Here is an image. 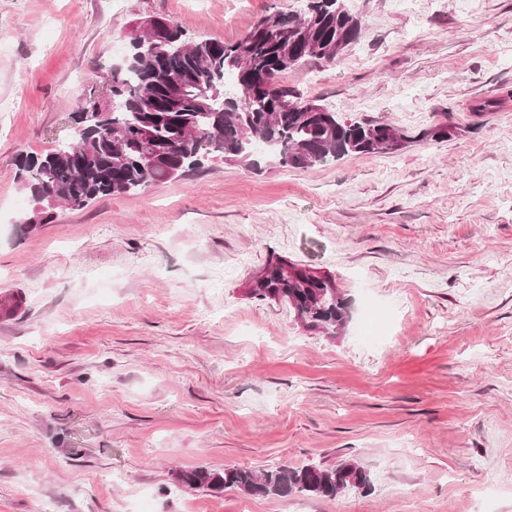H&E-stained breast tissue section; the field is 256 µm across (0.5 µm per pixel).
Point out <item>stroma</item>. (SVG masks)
Returning a JSON list of instances; mask_svg holds the SVG:
<instances>
[{
    "mask_svg": "<svg viewBox=\"0 0 512 512\" xmlns=\"http://www.w3.org/2000/svg\"><path fill=\"white\" fill-rule=\"evenodd\" d=\"M356 6L360 42L281 82L407 147L216 160L31 229L15 159L65 144L131 28L231 43L302 4L0 0V294L24 301L0 318V512H512V0ZM435 125L450 135L420 139ZM277 258L352 299L341 334L248 295ZM345 460L371 493L175 479Z\"/></svg>",
    "mask_w": 512,
    "mask_h": 512,
    "instance_id": "35a3bbf8",
    "label": "stroma"
}]
</instances>
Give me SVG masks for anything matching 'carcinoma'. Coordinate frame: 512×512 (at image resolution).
Returning <instances> with one entry per match:
<instances>
[{"label": "carcinoma", "instance_id": "1", "mask_svg": "<svg viewBox=\"0 0 512 512\" xmlns=\"http://www.w3.org/2000/svg\"><path fill=\"white\" fill-rule=\"evenodd\" d=\"M151 23L149 35L137 28L129 33V63L121 68L122 77L112 79L108 95L80 102L75 124L87 128V113L107 112L112 137L74 155L67 145L18 155L20 184L38 206L28 227L53 221L52 199L80 209L100 197L182 177L218 158L256 167L252 147L258 139L266 159L299 170L402 150L388 144L403 134L401 129L384 121L346 122L329 110L314 112V102L279 84L282 75L309 59L338 61L336 42L360 41L364 25L344 0H307L303 11L267 15L234 43H190L178 24ZM264 273L268 286L292 297L294 314L306 330L330 333L348 322L350 301L330 275L314 279L278 259ZM176 480L190 488H233L262 497L332 499L372 488L370 471L356 461L260 473L196 467L178 472Z\"/></svg>", "mask_w": 512, "mask_h": 512}]
</instances>
